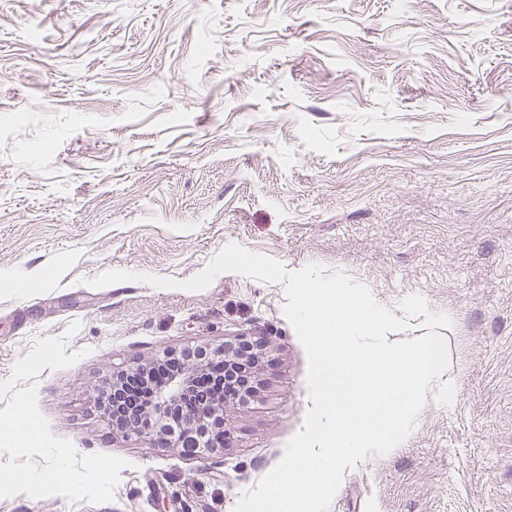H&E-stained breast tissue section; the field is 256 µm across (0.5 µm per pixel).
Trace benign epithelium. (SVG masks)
Masks as SVG:
<instances>
[{
  "label": "benign epithelium",
  "mask_w": 512,
  "mask_h": 512,
  "mask_svg": "<svg viewBox=\"0 0 512 512\" xmlns=\"http://www.w3.org/2000/svg\"><path fill=\"white\" fill-rule=\"evenodd\" d=\"M259 350L258 358L266 355L268 341L263 336L240 334L235 339L224 342L215 348L224 354V365H237L248 357V349ZM203 368L201 364H189L182 371L171 375L166 382L155 387L154 406L145 415L131 421H120L117 416L105 415L112 425V431L123 435L135 434L152 440L153 444L164 448H180L184 443L206 440L204 447L224 449L231 441V427L234 412L250 404L257 397L258 388H252L243 396L224 395L210 403L190 399L195 378ZM181 409L177 423V439H171L172 430L168 426L167 411Z\"/></svg>",
  "instance_id": "7a95c632"
}]
</instances>
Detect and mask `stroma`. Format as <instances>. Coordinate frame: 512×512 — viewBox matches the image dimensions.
<instances>
[{
  "mask_svg": "<svg viewBox=\"0 0 512 512\" xmlns=\"http://www.w3.org/2000/svg\"><path fill=\"white\" fill-rule=\"evenodd\" d=\"M230 244L455 316V404L346 469L331 512H512V0H0V383L65 338L41 414L129 462L112 501L0 512H233L280 462L312 405L283 284L180 287ZM112 270L176 286H92ZM243 331L268 361L225 449L96 408L113 372Z\"/></svg>",
  "mask_w": 512,
  "mask_h": 512,
  "instance_id": "1",
  "label": "stroma"
}]
</instances>
